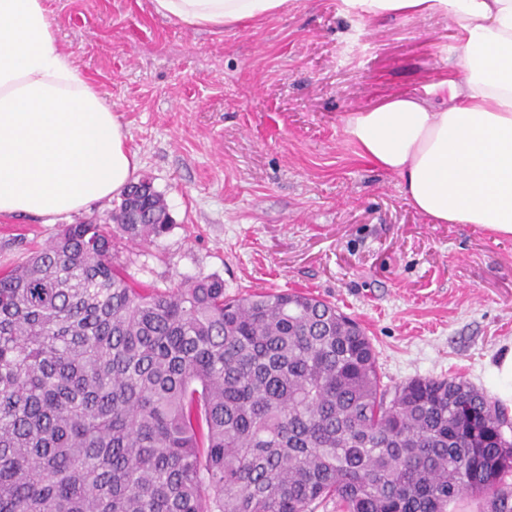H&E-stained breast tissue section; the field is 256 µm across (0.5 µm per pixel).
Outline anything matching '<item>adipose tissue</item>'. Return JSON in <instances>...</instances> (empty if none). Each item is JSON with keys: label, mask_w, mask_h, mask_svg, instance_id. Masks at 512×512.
<instances>
[{"label": "adipose tissue", "mask_w": 512, "mask_h": 512, "mask_svg": "<svg viewBox=\"0 0 512 512\" xmlns=\"http://www.w3.org/2000/svg\"><path fill=\"white\" fill-rule=\"evenodd\" d=\"M191 30L273 18L289 0H151ZM368 19L447 17L455 63L433 98L395 94L343 117L360 157L436 224L512 237V0H343ZM127 131L58 47L46 0H0V216L45 219L113 198L140 164Z\"/></svg>", "instance_id": "ef3b65f1"}]
</instances>
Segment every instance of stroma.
I'll return each mask as SVG.
<instances>
[{"instance_id": "stroma-1", "label": "stroma", "mask_w": 512, "mask_h": 512, "mask_svg": "<svg viewBox=\"0 0 512 512\" xmlns=\"http://www.w3.org/2000/svg\"><path fill=\"white\" fill-rule=\"evenodd\" d=\"M61 49L102 91L165 199L168 233L119 241L133 283L223 280L230 296L293 290L331 301L370 336L387 387L456 379L498 398L512 347V238L434 224L397 176L357 154L342 118L448 72L444 16L369 20L341 0L195 32L150 0H46ZM115 200L54 223L0 217V272L65 225L106 223Z\"/></svg>"}]
</instances>
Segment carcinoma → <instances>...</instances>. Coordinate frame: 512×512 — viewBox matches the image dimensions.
<instances>
[{
  "label": "carcinoma",
  "mask_w": 512,
  "mask_h": 512,
  "mask_svg": "<svg viewBox=\"0 0 512 512\" xmlns=\"http://www.w3.org/2000/svg\"><path fill=\"white\" fill-rule=\"evenodd\" d=\"M146 183L111 215L135 244L171 223ZM505 425L463 382L384 388L326 300L133 285L105 224L0 272V512H512Z\"/></svg>",
  "instance_id": "obj_1"
}]
</instances>
